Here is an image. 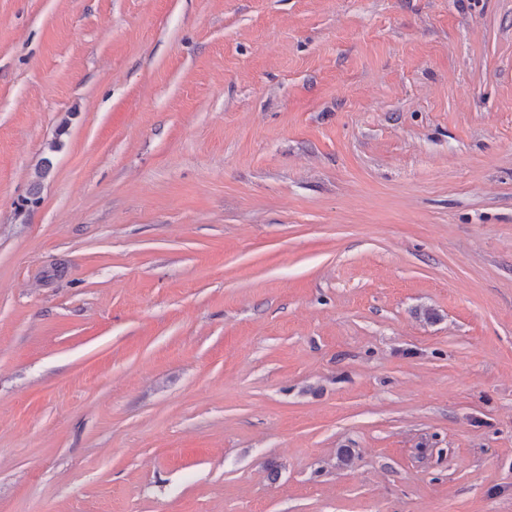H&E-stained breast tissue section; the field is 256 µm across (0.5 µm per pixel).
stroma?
<instances>
[{"mask_svg": "<svg viewBox=\"0 0 512 512\" xmlns=\"http://www.w3.org/2000/svg\"><path fill=\"white\" fill-rule=\"evenodd\" d=\"M0 512H512V0H0Z\"/></svg>", "mask_w": 512, "mask_h": 512, "instance_id": "obj_1", "label": "stroma"}]
</instances>
